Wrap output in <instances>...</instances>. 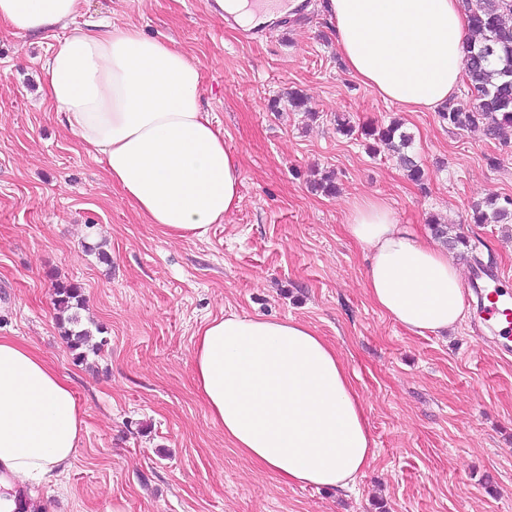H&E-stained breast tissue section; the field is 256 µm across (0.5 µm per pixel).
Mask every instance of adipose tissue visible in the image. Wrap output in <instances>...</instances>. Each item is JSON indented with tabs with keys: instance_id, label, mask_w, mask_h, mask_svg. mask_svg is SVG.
Here are the masks:
<instances>
[{
	"instance_id": "obj_1",
	"label": "adipose tissue",
	"mask_w": 512,
	"mask_h": 512,
	"mask_svg": "<svg viewBox=\"0 0 512 512\" xmlns=\"http://www.w3.org/2000/svg\"><path fill=\"white\" fill-rule=\"evenodd\" d=\"M79 0H0L17 33L59 32L46 96L148 223L204 237L240 200L239 161L201 106L198 64L173 43ZM348 74L407 112L451 101L465 78V0H327ZM344 228L369 253L366 293L409 332L448 333L464 314L462 267L409 235L386 200L351 203ZM194 375L225 439L285 484L345 488L374 458L364 403L335 346L308 324L230 315L197 332ZM85 427L65 376L0 337V512H44L40 488L71 468Z\"/></svg>"
}]
</instances>
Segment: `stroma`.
I'll return each instance as SVG.
<instances>
[{
  "label": "stroma",
  "instance_id": "obj_1",
  "mask_svg": "<svg viewBox=\"0 0 512 512\" xmlns=\"http://www.w3.org/2000/svg\"><path fill=\"white\" fill-rule=\"evenodd\" d=\"M103 16L199 64L241 200L206 237L159 233L47 100L53 34L0 24V336L66 376L86 421L73 465L41 491L47 512H512V353L475 334L472 306L447 336L383 314L365 290L367 253L343 230L349 202L378 196L417 233L434 219L461 233L462 265L512 276V224L472 221L486 196L512 198V127L493 137L385 103L347 74L323 0L252 41L208 0H81L80 19ZM393 120L421 181L368 149L364 129ZM327 173L332 195L314 187ZM58 280L81 287L82 321L105 343L83 363L56 322ZM230 314L293 318L336 346L376 443L353 490L284 484L225 440L193 348L204 322Z\"/></svg>",
  "mask_w": 512,
  "mask_h": 512
}]
</instances>
